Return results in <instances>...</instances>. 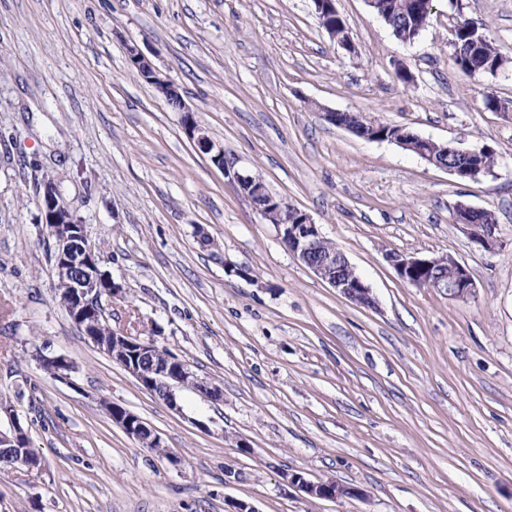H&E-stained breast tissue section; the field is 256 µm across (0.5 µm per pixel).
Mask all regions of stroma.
<instances>
[{
	"label": "stroma",
	"instance_id": "1",
	"mask_svg": "<svg viewBox=\"0 0 512 512\" xmlns=\"http://www.w3.org/2000/svg\"><path fill=\"white\" fill-rule=\"evenodd\" d=\"M353 51L311 0H0V429L18 419L40 468L0 472V512H512V0H436L399 43L366 0H336ZM474 22L509 64L467 76L452 25ZM137 46L233 161L200 154L132 68ZM412 82H402L398 67ZM360 112L497 162L462 180L328 124ZM308 213L369 286L355 305L301 265L235 173ZM86 226L122 296L113 330L152 340L221 386L178 408L97 351L56 298L44 181ZM495 214L478 248L454 222ZM208 234L211 246L199 243ZM448 255L472 296L397 276L387 253ZM47 347L75 367L44 372ZM160 435L141 447L104 408ZM364 490L309 499L281 470ZM480 211V209L460 203L455 208L454 221L464 231H466L467 234H469L474 243L486 250H491L497 245V238L494 230L497 220L493 219L489 213L483 212L476 217L479 220V224H477L474 217L478 215ZM482 224H486L494 229L483 227Z\"/></svg>",
	"mask_w": 512,
	"mask_h": 512
}]
</instances>
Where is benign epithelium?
<instances>
[{"instance_id": "benign-epithelium-1", "label": "benign epithelium", "mask_w": 512, "mask_h": 512, "mask_svg": "<svg viewBox=\"0 0 512 512\" xmlns=\"http://www.w3.org/2000/svg\"><path fill=\"white\" fill-rule=\"evenodd\" d=\"M312 2L321 27L345 49L352 50L346 26L338 22L341 15L336 8V0ZM129 59L140 77L154 85L170 106L183 113V129L197 149L211 155V160L224 169H230L232 162L224 156V148L216 145L198 124L175 83L157 71L137 47H129ZM323 116L328 123L363 139L395 143L460 179H476L468 168L460 164L463 157L478 153L476 148L461 149L443 142L437 153L432 149L434 140L411 131L389 137L360 112L326 110ZM234 177L258 215L266 223L276 226L281 241L301 265L351 302L363 307L374 306L370 288L355 274L344 252L339 248L330 251L324 247L325 239L319 225L305 211L272 195L266 184L252 175L236 172ZM41 209L48 234L54 239V269L60 303L65 306L72 321L82 328L88 342L112 359L122 355L119 363L138 385L152 395L163 390L162 400L171 407H177L175 389L186 386L211 402L223 400L221 388L198 378L187 364L152 341L116 331L112 332V341H103L100 336L101 320L105 315L102 300L120 296L122 286L103 269L101 260L88 241L85 225L70 207L60 202L57 188L51 181L44 183ZM478 213L479 209L460 203L455 208L454 221L474 243L491 250L497 245L495 230L475 222ZM388 260L401 280L416 287L440 292L451 300L466 299L474 292L475 285L469 271L453 258L444 255L420 258L393 252L388 255ZM36 359L48 374L70 381L73 365L65 357L39 353ZM107 412L112 414L113 419L119 420L124 432L141 446L161 447L159 435L139 417L122 413L115 404L107 405ZM27 442L28 434L16 419L11 422L9 430H0V447L3 449L8 446L24 448ZM282 480L285 486L312 498L336 499L341 496L339 486L334 481L313 482L301 473L288 470L282 472Z\"/></svg>"}]
</instances>
